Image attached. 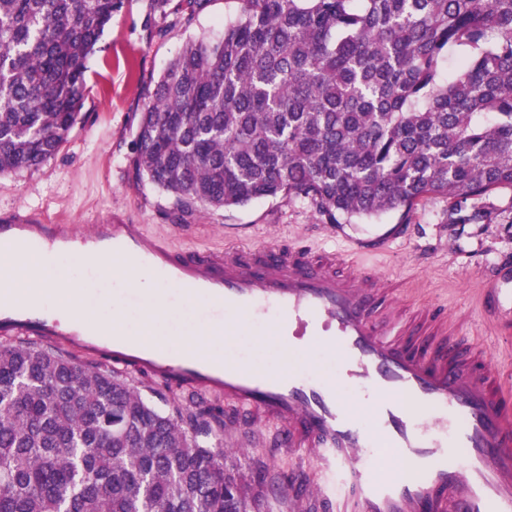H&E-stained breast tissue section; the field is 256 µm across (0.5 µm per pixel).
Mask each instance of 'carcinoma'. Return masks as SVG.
<instances>
[{
    "mask_svg": "<svg viewBox=\"0 0 512 512\" xmlns=\"http://www.w3.org/2000/svg\"><path fill=\"white\" fill-rule=\"evenodd\" d=\"M136 113V174L183 215L294 196L332 224L512 188V0H238ZM123 0H0V173L48 163ZM0 341V512H239L224 411Z\"/></svg>",
    "mask_w": 512,
    "mask_h": 512,
    "instance_id": "obj_1",
    "label": "carcinoma"
}]
</instances>
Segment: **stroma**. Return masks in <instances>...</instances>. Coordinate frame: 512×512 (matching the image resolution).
<instances>
[{
  "instance_id": "1",
  "label": "stroma",
  "mask_w": 512,
  "mask_h": 512,
  "mask_svg": "<svg viewBox=\"0 0 512 512\" xmlns=\"http://www.w3.org/2000/svg\"><path fill=\"white\" fill-rule=\"evenodd\" d=\"M237 0H209L194 17L163 14L153 0H123L121 10L88 60L82 118L54 159L31 171L0 174V224L28 214L44 224H69L87 232L97 224H136L164 239L177 252L226 246L303 245L317 253L355 248L354 260L372 271L400 300L402 316L422 308L443 311L458 335L495 351L500 338L486 327L478 302L483 288L501 291L500 318L512 322V189L501 188L471 200L485 211L480 224H454L449 203L432 195L408 220L389 212L368 221L332 224L295 197L262 198L232 208H202L181 216L170 195L139 179L133 116L144 94L159 79L186 41H217ZM256 366L275 369L280 357L274 339L252 327L235 345ZM282 427L263 423L234 433H213L210 444H232L224 465L252 489L281 486L296 460L279 446Z\"/></svg>"
}]
</instances>
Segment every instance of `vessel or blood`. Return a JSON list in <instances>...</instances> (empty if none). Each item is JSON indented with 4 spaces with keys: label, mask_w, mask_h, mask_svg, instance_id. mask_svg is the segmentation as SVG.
I'll list each match as a JSON object with an SVG mask.
<instances>
[{
    "label": "vessel or blood",
    "mask_w": 512,
    "mask_h": 512,
    "mask_svg": "<svg viewBox=\"0 0 512 512\" xmlns=\"http://www.w3.org/2000/svg\"><path fill=\"white\" fill-rule=\"evenodd\" d=\"M76 250L132 262L176 287L195 312L200 343L149 342L130 330L66 325L40 306L0 299V335L54 339L127 374L193 386L225 398L237 421L283 425L282 444L306 449L281 488L290 512H512V393L497 362L441 314L401 323L393 292L332 251L228 249L180 255L136 224H0V256L53 266ZM274 336L279 371L256 368L231 346L254 325ZM324 350L333 376L295 359L291 336ZM368 407L360 418L354 405Z\"/></svg>",
    "instance_id": "obj_1"
}]
</instances>
